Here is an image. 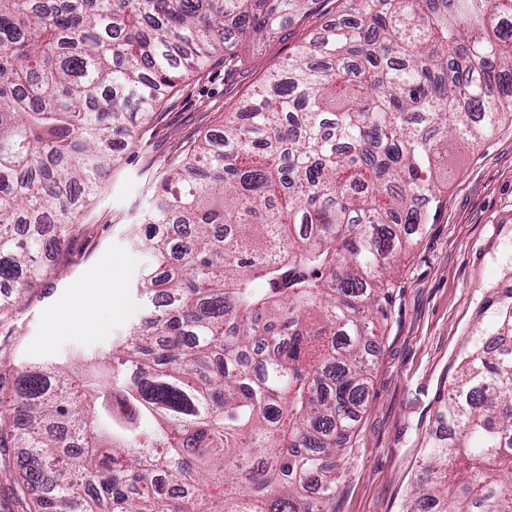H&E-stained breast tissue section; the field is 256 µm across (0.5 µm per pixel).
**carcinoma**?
Here are the masks:
<instances>
[{
  "mask_svg": "<svg viewBox=\"0 0 512 512\" xmlns=\"http://www.w3.org/2000/svg\"><path fill=\"white\" fill-rule=\"evenodd\" d=\"M319 0H0V326L55 271L181 72ZM341 23L169 165L135 240L145 317L15 369L0 435L35 512H330L426 176L512 109V0H336ZM405 512H512V348L443 397Z\"/></svg>",
  "mask_w": 512,
  "mask_h": 512,
  "instance_id": "obj_1",
  "label": "carcinoma"
}]
</instances>
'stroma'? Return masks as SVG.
I'll return each mask as SVG.
<instances>
[{"label": "stroma", "mask_w": 512, "mask_h": 512, "mask_svg": "<svg viewBox=\"0 0 512 512\" xmlns=\"http://www.w3.org/2000/svg\"><path fill=\"white\" fill-rule=\"evenodd\" d=\"M336 20L335 0H321L318 11L289 19L274 38L239 42L232 72L219 61L186 76L138 140L118 143L117 164L63 251L59 275L31 290L25 309L0 327V361L21 368L74 352L93 357L129 336L146 313L136 284L152 258L128 228L139 223L158 176ZM444 167L448 184L437 210L394 260L393 303L370 350L368 401L341 463L335 512H402L462 355L473 337L495 330L512 302V117L473 149H449ZM102 279L104 296L89 301L88 286ZM113 301L121 312L110 313ZM21 454L0 441V512L33 506L17 472Z\"/></svg>", "instance_id": "35a3bbf8"}]
</instances>
